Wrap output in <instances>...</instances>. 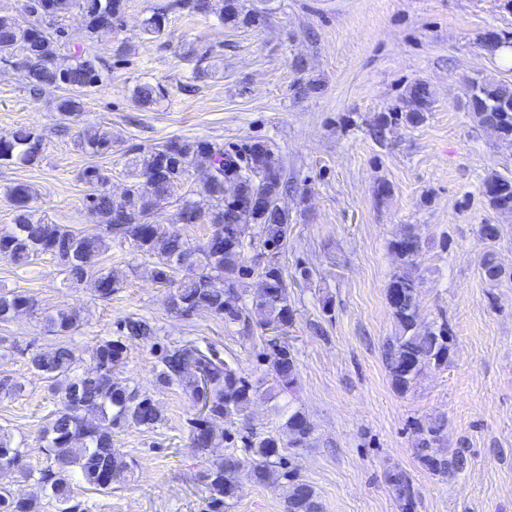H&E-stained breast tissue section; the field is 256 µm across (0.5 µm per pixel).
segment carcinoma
<instances>
[{"mask_svg":"<svg viewBox=\"0 0 512 512\" xmlns=\"http://www.w3.org/2000/svg\"><path fill=\"white\" fill-rule=\"evenodd\" d=\"M128 0H26L25 13L36 22L24 24L11 14L0 13V61L12 58L18 51L29 63L27 88L34 98L48 91L63 90L54 102L59 127L67 130L84 113V97L109 71L102 57L73 41L60 21L77 8L85 21L87 36L100 31H118ZM171 14L217 17L223 25L257 27L266 23L269 8L245 9L242 0H166L143 19L145 34L157 39L164 34ZM71 51V63H57L60 51ZM186 56H194L201 66L196 73L215 76L209 51L198 52L189 47ZM479 94L486 100L512 99V84L484 83ZM167 90L160 83L139 82L133 89L136 104L149 107L165 98ZM431 91L425 84L412 86L407 100L420 109L404 113V120L417 124L423 120L422 110L430 105ZM74 145L89 157L112 153L119 142L112 131L102 126H86L76 132ZM46 148L44 133L30 126H19L0 137V166L31 167L41 161ZM128 185L121 202L116 203L106 188V170L90 165L82 174L89 193L85 199L97 217L94 228H75L54 224L39 215L32 206L35 190L20 182L5 189L14 209V227L0 234V253L11 256L19 267L26 266L43 254L52 255L69 288L91 285L100 300L112 299L120 288L113 272L100 266V258L112 245L129 244L140 255L151 259L153 280L168 290L169 310L182 316L208 313L225 323L249 324V314H262L266 330H284L292 323L294 310L279 263V253L288 247L291 229L288 214L273 206L258 213L252 224L240 222L237 204L262 196L266 199L288 193V179L272 148L260 141L227 151L207 139L173 138L148 148L129 149ZM191 166L205 169L201 181L190 184L177 203L173 224L154 220L158 208L171 197L172 187L183 181ZM496 183L485 186L493 206L512 210V178L493 175ZM210 215L220 225L210 231L203 243H192L177 229L179 224H195ZM272 247L273 263L258 274L249 264L248 252L258 247ZM393 249L405 265H413L422 249L418 237L407 232L393 242ZM482 273L496 281L502 269L495 253L488 251ZM254 278L263 291L251 304L243 302L240 286ZM404 288L405 300L390 305L398 334L385 350L386 365L393 385L408 390L429 365L441 366L448 361V328L417 329L419 304L417 283L406 274L397 275ZM39 315L44 326L62 338L50 350L30 348L26 352L29 372L48 383L56 398V408L47 416L38 434L37 451L43 456L42 466L33 468L26 440L0 427V471L18 481H33L38 492L27 496L13 494L0 483V512H41L42 501L54 504L57 512H85L78 500L75 484L86 489L110 494L112 489L128 483L136 464L113 447L112 430H154L164 424L159 403L146 391L121 378L126 363L122 338L102 339L93 352L88 368L79 365L66 337L82 325L75 308L40 309L25 292H0V324L13 322L20 313ZM123 329L126 335L150 339L156 328L143 317H128ZM270 371L280 390H294L297 380L295 359L285 344H272L268 354ZM159 386L177 385L192 393L195 400L208 406V414L194 422L189 447L199 453L219 448L226 432L214 425L222 420L246 424L248 409L257 393L252 384L240 377L236 369L212 351H202L194 342L186 341L164 350L156 374ZM25 389L13 376H0V397L12 398ZM444 423L431 421L416 428L415 448L428 468L438 474L448 471V460L435 448ZM284 429L288 440L278 434L253 433L247 437L244 454L225 455L210 462L203 473L205 486L203 512H225L238 497L242 480L279 491L283 512H321L314 488L303 481L292 468L285 466L282 449L305 448L309 445L313 425L305 413L295 410L288 415ZM397 500L405 507L412 505L413 486L400 472L388 476Z\"/></svg>","mask_w":512,"mask_h":512,"instance_id":"carcinoma-1","label":"carcinoma"}]
</instances>
